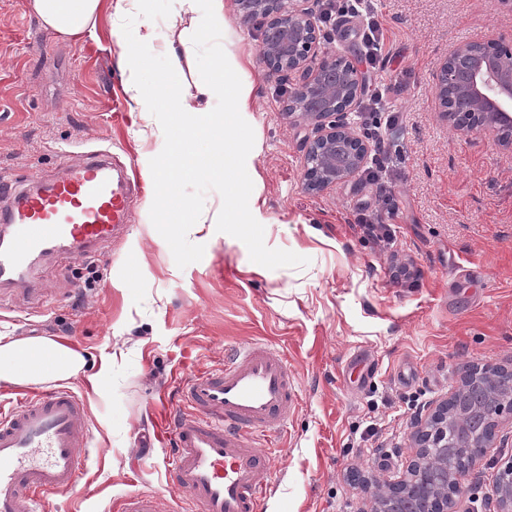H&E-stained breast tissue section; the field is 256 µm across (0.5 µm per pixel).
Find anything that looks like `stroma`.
Instances as JSON below:
<instances>
[{
    "instance_id": "35a3bbf8",
    "label": "stroma",
    "mask_w": 512,
    "mask_h": 512,
    "mask_svg": "<svg viewBox=\"0 0 512 512\" xmlns=\"http://www.w3.org/2000/svg\"><path fill=\"white\" fill-rule=\"evenodd\" d=\"M0 0V179L45 181L96 146L141 174L164 146L131 111L112 26L100 0L94 28L58 35L25 7ZM396 54L386 76L403 115L391 178L394 245L378 251L353 222L376 188L354 178L321 190L304 184L305 129L283 111L290 82L259 59L258 24L224 0V24L174 70L159 46L143 47L140 74L184 87L235 58L253 87L245 120L255 144L246 167L259 195L268 247L307 257L268 269L240 240L205 225L188 239L203 258L178 268L153 226L146 190L111 243L80 258L52 255L34 268L36 294L0 287V336H56L86 361L67 385L87 404L91 440L78 486L45 497L46 512H114L117 499L156 494L162 512H186L164 477L157 429L178 381L216 370L225 352L264 339L288 354L301 404L273 447L265 512H369L366 480L404 472L415 415L445 401L471 366H512V156L491 138L448 127L434 99L435 73L474 36L512 48V5L495 0H375ZM417 270L414 288L393 268ZM113 356L100 389L87 377Z\"/></svg>"
}]
</instances>
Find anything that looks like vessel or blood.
Listing matches in <instances>:
<instances>
[{"label": "vessel or blood", "instance_id": "vessel-or-blood-1", "mask_svg": "<svg viewBox=\"0 0 512 512\" xmlns=\"http://www.w3.org/2000/svg\"><path fill=\"white\" fill-rule=\"evenodd\" d=\"M0 222V283L28 286L32 262L50 253L81 256L130 221V182L112 176V155L86 153L51 182L6 187ZM165 420L166 475L189 512H261L273 490L262 453L287 427L300 398L285 355L263 342L235 348L224 365L193 374L177 388ZM86 404L66 387L28 397L0 416V512H39L43 496L75 488L86 466ZM118 512H160L158 498L137 493Z\"/></svg>", "mask_w": 512, "mask_h": 512}]
</instances>
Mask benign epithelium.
I'll return each mask as SVG.
<instances>
[{
  "mask_svg": "<svg viewBox=\"0 0 512 512\" xmlns=\"http://www.w3.org/2000/svg\"><path fill=\"white\" fill-rule=\"evenodd\" d=\"M314 0H235L245 23L257 22L262 31L259 56L268 73L292 79L285 103L288 118L315 131L304 141L305 180L311 190L346 182L358 174L370 152L361 139L351 114L364 90V78L351 60L324 46L313 6ZM477 43L459 44L438 67L435 83L438 111L453 130L482 133L512 154V52L500 56L474 52ZM487 375L481 367L465 370L448 400L427 421H418L412 433L414 452L406 471L371 486L373 506L393 499L395 512H408L405 492L422 476L427 465L437 470L440 487L430 497L433 512H470L460 509L462 488L448 480V460L430 458V449L446 448L438 442L445 425H464L465 415L452 408L454 398L472 381ZM512 416V399H496L488 414L490 428L479 451L464 453L463 464L471 470L495 447L497 429L504 415ZM496 512H512V461L499 471L491 487Z\"/></svg>",
  "mask_w": 512,
  "mask_h": 512,
  "instance_id": "benign-epithelium-1",
  "label": "benign epithelium"
}]
</instances>
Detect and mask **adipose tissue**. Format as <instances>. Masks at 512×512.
I'll return each instance as SVG.
<instances>
[{"instance_id":"1","label":"adipose tissue","mask_w":512,"mask_h":512,"mask_svg":"<svg viewBox=\"0 0 512 512\" xmlns=\"http://www.w3.org/2000/svg\"><path fill=\"white\" fill-rule=\"evenodd\" d=\"M208 15H200L198 0H175L176 8L166 37L165 48L172 67L182 59L192 58L199 42L209 40L224 19V0H210ZM100 0H27V8L54 32L76 36L93 21ZM141 60L135 48L124 47L121 67L126 75L125 92L132 110L138 112L186 113L197 117L196 135L210 138L214 157L209 164L213 175L223 176L235 163L239 143L234 135L207 123L208 115L229 109H248L251 86L234 76L235 67L220 60L212 79L187 87L171 89L166 75H159L153 90H146L137 72ZM83 356L65 342L52 336L18 341L0 338V384L24 385L64 381L77 376L84 368Z\"/></svg>"}]
</instances>
